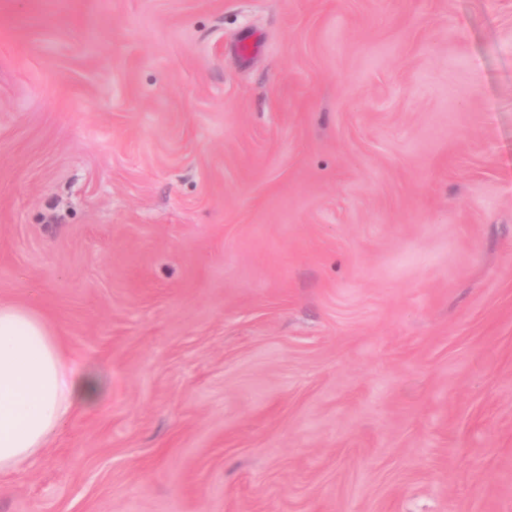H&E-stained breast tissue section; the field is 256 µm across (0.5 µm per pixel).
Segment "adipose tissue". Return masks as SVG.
<instances>
[{
    "instance_id": "obj_1",
    "label": "adipose tissue",
    "mask_w": 512,
    "mask_h": 512,
    "mask_svg": "<svg viewBox=\"0 0 512 512\" xmlns=\"http://www.w3.org/2000/svg\"><path fill=\"white\" fill-rule=\"evenodd\" d=\"M102 390L98 374L78 367L45 316L0 303V472L33 462Z\"/></svg>"
}]
</instances>
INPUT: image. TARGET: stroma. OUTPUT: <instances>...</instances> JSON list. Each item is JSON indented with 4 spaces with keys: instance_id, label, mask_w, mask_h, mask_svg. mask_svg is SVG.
Listing matches in <instances>:
<instances>
[{
    "instance_id": "obj_1",
    "label": "stroma",
    "mask_w": 512,
    "mask_h": 512,
    "mask_svg": "<svg viewBox=\"0 0 512 512\" xmlns=\"http://www.w3.org/2000/svg\"><path fill=\"white\" fill-rule=\"evenodd\" d=\"M0 302V512H512V0H0ZM102 390L98 374L78 367L45 316L0 303V472L33 462Z\"/></svg>"
}]
</instances>
